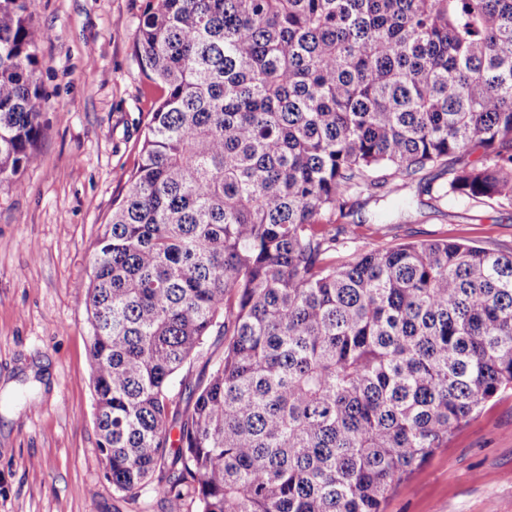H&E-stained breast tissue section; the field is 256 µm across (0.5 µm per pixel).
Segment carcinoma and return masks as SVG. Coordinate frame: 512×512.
Segmentation results:
<instances>
[{
	"label": "carcinoma",
	"mask_w": 512,
	"mask_h": 512,
	"mask_svg": "<svg viewBox=\"0 0 512 512\" xmlns=\"http://www.w3.org/2000/svg\"><path fill=\"white\" fill-rule=\"evenodd\" d=\"M32 5L0 0L17 191L42 134ZM136 54L160 96L81 299L106 478L135 498L158 477L172 512L184 486L197 512H383L512 391V251L336 243L352 195L450 156L443 195L512 206V0H149Z\"/></svg>",
	"instance_id": "obj_1"
}]
</instances>
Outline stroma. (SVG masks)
<instances>
[{
  "mask_svg": "<svg viewBox=\"0 0 512 512\" xmlns=\"http://www.w3.org/2000/svg\"><path fill=\"white\" fill-rule=\"evenodd\" d=\"M145 0H34L43 135L0 188V512H169L104 476L88 353L96 244L140 161L153 94L135 55ZM338 259L417 240L512 248V206L410 185L361 196ZM383 512H512V391L492 399L407 479Z\"/></svg>",
  "mask_w": 512,
  "mask_h": 512,
  "instance_id": "obj_1",
  "label": "stroma"
}]
</instances>
